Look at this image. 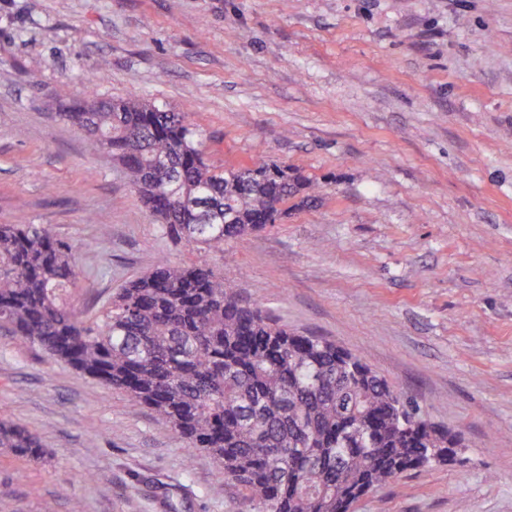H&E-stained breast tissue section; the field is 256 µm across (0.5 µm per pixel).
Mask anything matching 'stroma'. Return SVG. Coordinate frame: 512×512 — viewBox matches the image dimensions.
Segmentation results:
<instances>
[{
    "label": "stroma",
    "instance_id": "1",
    "mask_svg": "<svg viewBox=\"0 0 512 512\" xmlns=\"http://www.w3.org/2000/svg\"><path fill=\"white\" fill-rule=\"evenodd\" d=\"M63 84L184 113L208 164L292 166L319 199L218 249L175 241L61 119ZM0 224L76 247L81 310L160 258L207 261L462 436L352 512H512V0H0ZM1 420L43 453L0 448V512H249L124 391L0 332Z\"/></svg>",
    "mask_w": 512,
    "mask_h": 512
}]
</instances>
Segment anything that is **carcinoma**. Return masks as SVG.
Returning <instances> with one entry per match:
<instances>
[{
  "label": "carcinoma",
  "mask_w": 512,
  "mask_h": 512,
  "mask_svg": "<svg viewBox=\"0 0 512 512\" xmlns=\"http://www.w3.org/2000/svg\"><path fill=\"white\" fill-rule=\"evenodd\" d=\"M60 117L119 160L171 238L218 248L281 219L319 186L296 169L207 165L179 112L93 99ZM86 279L74 247L38 224H0V331L19 336L208 451L255 512H351L403 473L448 462L457 436L369 365L241 300L205 263L159 260L94 316L68 302ZM0 447L42 453L0 421Z\"/></svg>",
  "instance_id": "1"
}]
</instances>
